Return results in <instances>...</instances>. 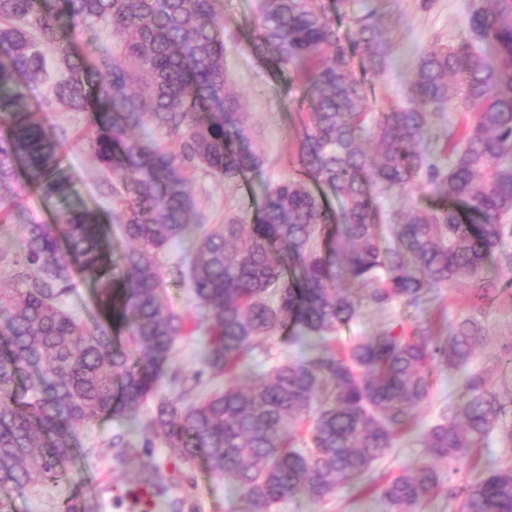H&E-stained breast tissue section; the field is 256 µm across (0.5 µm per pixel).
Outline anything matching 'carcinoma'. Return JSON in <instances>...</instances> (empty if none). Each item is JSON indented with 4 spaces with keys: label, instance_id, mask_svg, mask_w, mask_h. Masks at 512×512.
<instances>
[{
    "label": "carcinoma",
    "instance_id": "carcinoma-1",
    "mask_svg": "<svg viewBox=\"0 0 512 512\" xmlns=\"http://www.w3.org/2000/svg\"><path fill=\"white\" fill-rule=\"evenodd\" d=\"M219 0H0V185L17 167L44 195L61 196L69 176L60 144L34 119L19 79L50 84L52 102L88 112L100 163L131 175L113 213L131 246L113 261L100 216L68 211L56 224H29L12 288H0V491L61 480L77 432L114 417L139 423L144 446L162 433L186 463L236 484L249 512L305 493L324 500L364 479L408 430L431 390L433 368L464 367L479 336L473 318L444 340L429 324H388L341 352L328 337L362 304L416 308L431 293L473 281L481 304L493 289L480 272L512 238V0H471L467 35L419 54L401 106L370 121L364 71L390 59L383 16L355 20L341 35L324 0H260L261 42L307 86L310 112L295 173L268 186L251 224L231 217L204 227L187 170L226 180L260 170L247 115L224 70ZM105 27L112 63L100 70L79 35ZM66 42L48 68L45 45ZM460 112V127H440ZM153 126L167 149L133 129ZM315 182L324 194L314 193ZM427 185L453 200L440 208L382 214L377 194ZM340 202L327 203V194ZM192 241L190 288L209 340L202 358L224 390L179 408L154 396L182 325L167 302L158 255ZM93 284L98 316L130 333L87 325L65 298L75 277ZM364 286L359 296L339 286ZM315 336L303 361L285 360L250 384L231 383L260 336ZM504 404L479 373L463 377L461 401L423 433L429 461L385 483L394 512L416 509L440 488L435 462L466 460L500 424ZM459 512H512V465L485 470L460 493Z\"/></svg>",
    "mask_w": 512,
    "mask_h": 512
}]
</instances>
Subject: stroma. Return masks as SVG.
Masks as SVG:
<instances>
[{
	"mask_svg": "<svg viewBox=\"0 0 512 512\" xmlns=\"http://www.w3.org/2000/svg\"><path fill=\"white\" fill-rule=\"evenodd\" d=\"M469 0H434L423 9L420 0H347L339 21L342 34H350L355 17L377 11L388 13V37L392 57L385 71L365 77L368 109L378 113L402 104L413 78V68L420 52L456 42L468 23ZM224 67L231 86L240 94L248 114L252 145L264 156L262 168L246 177L229 181L213 176L204 169L190 170L199 211L205 223L220 224L230 216L242 223H252L264 199V187L287 179L292 168L290 155L296 154L303 136L302 122L309 111V99L293 68L277 65L271 53L259 47L261 24L259 0H223ZM21 89L36 103L37 120L60 144L61 164L70 178L67 192L48 197L33 188L25 174L0 190L8 211L0 217V287L10 285L12 261L18 253L27 225L56 223L61 212L86 206L95 208L116 248L126 243L112 213L125 191L120 177L114 176L97 160L82 135L88 126L85 112H65L44 102L46 90L35 82H21ZM185 241L173 240L159 255L166 279L168 300L181 318L183 331L177 339L173 356L158 386V398L182 402L180 377L203 372L201 355L204 337L194 332L198 311L186 288L176 281L173 268L184 252ZM493 279L498 292L482 311H475L472 286L460 283L442 289L437 300L420 310L393 308L380 312L363 307L360 316L336 334L337 344L352 342L379 332L387 321L397 318L412 324L430 322L439 336H447L457 322L477 316L483 336L473 355L471 369L483 371L490 386L503 401L512 400V370L505 366L512 351V240L498 251L496 263L484 271ZM307 359L313 353L312 340L291 344L282 337L257 340L246 366L239 376L247 382L249 375L265 371L270 363L267 353ZM462 373L456 368L434 371L430 399L418 411L415 431L402 436L394 448L375 463L369 475L382 484L393 476L412 470L427 461L421 433L434 424L443 404L460 401ZM136 439V425L124 418L79 431L78 453L70 465L68 479L41 481L10 491L6 512H64L74 504L76 512H151L148 495L163 489L158 512H248V505L231 483L211 475L201 462L186 463L171 453L163 438H155L149 448L138 447L127 453L113 448L115 436ZM512 465V446L499 439L476 449L471 459L444 460L437 467L450 485H465L488 467ZM101 476L97 493H90L87 481ZM274 512H389L378 492L362 487L340 490L327 502H318L299 494L279 502Z\"/></svg>",
	"mask_w": 512,
	"mask_h": 512,
	"instance_id": "stroma-1",
	"label": "stroma"
}]
</instances>
